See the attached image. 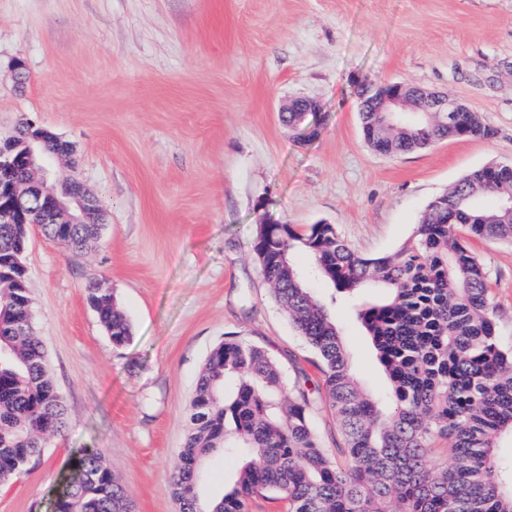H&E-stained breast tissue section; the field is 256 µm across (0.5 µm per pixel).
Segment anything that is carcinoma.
<instances>
[{"label": "carcinoma", "mask_w": 512, "mask_h": 512, "mask_svg": "<svg viewBox=\"0 0 512 512\" xmlns=\"http://www.w3.org/2000/svg\"><path fill=\"white\" fill-rule=\"evenodd\" d=\"M367 143L394 155L457 134L490 139L477 112L393 125L364 87L356 91ZM512 167L475 170L434 198L410 239L392 254L352 250L333 224L300 234L288 224H260L254 253L274 297L312 349L325 399L342 435L340 465L312 424L307 375L289 379L263 347L224 336L209 355L187 409L188 434L175 475L179 512H249L250 501H284L288 512H512V481L494 460L496 439L512 432V347L497 335L484 265L457 231L512 241ZM72 251L99 239L90 224H44L37 203L24 224H0V483L41 454L46 435L66 424L63 397L36 336L24 264L29 228ZM300 250L315 275L348 305L362 288H381L357 309L390 380L388 398L354 377L336 315L312 295L293 261ZM89 304L112 343L132 335L126 315L100 288ZM448 443L451 459L439 461ZM246 458L220 498L197 492L212 453ZM52 512H132L101 450H78L62 478Z\"/></svg>", "instance_id": "obj_1"}]
</instances>
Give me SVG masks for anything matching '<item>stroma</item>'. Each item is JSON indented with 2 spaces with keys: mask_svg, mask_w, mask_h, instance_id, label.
Segmentation results:
<instances>
[{
  "mask_svg": "<svg viewBox=\"0 0 512 512\" xmlns=\"http://www.w3.org/2000/svg\"><path fill=\"white\" fill-rule=\"evenodd\" d=\"M29 74L18 84L13 63ZM406 82L448 94L495 129L385 156L365 142L356 86ZM316 101L314 136L280 107ZM23 119L72 147L107 211L91 248L32 228L25 253L35 331L68 424L0 484V512H51L79 448L101 449L134 512H178L172 472L186 409L226 334L287 374L321 375L264 281L258 224L336 225L379 256L428 203L486 164L512 162V0H0V135ZM488 273L497 334L512 345V243L468 238ZM112 293L132 325L113 344L87 303ZM336 319L370 393L388 381L354 312ZM241 460L217 452L198 492L219 497Z\"/></svg>",
  "mask_w": 512,
  "mask_h": 512,
  "instance_id": "35a3bbf8",
  "label": "stroma"
}]
</instances>
